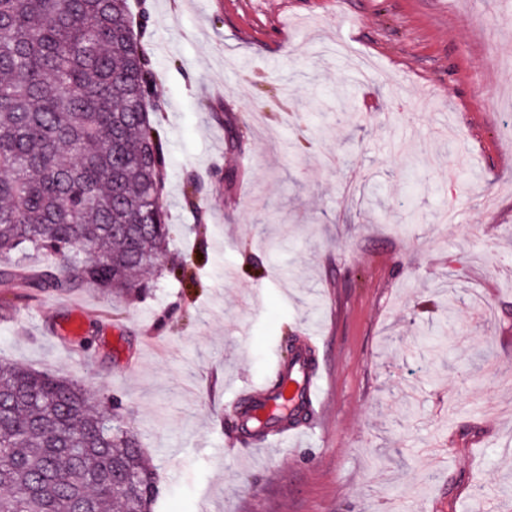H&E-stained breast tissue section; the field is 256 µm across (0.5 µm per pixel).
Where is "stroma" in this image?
<instances>
[{"label": "stroma", "mask_w": 512, "mask_h": 512, "mask_svg": "<svg viewBox=\"0 0 512 512\" xmlns=\"http://www.w3.org/2000/svg\"><path fill=\"white\" fill-rule=\"evenodd\" d=\"M141 7L169 248L136 298L0 284V361L121 400L153 512H512V0ZM306 334L331 419L254 446Z\"/></svg>", "instance_id": "1"}]
</instances>
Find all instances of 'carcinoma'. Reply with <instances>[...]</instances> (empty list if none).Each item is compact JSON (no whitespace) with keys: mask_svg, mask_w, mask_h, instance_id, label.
I'll return each instance as SVG.
<instances>
[{"mask_svg":"<svg viewBox=\"0 0 512 512\" xmlns=\"http://www.w3.org/2000/svg\"><path fill=\"white\" fill-rule=\"evenodd\" d=\"M128 0H0V282L128 296L167 252L165 152ZM37 254L51 264L24 271ZM117 405L0 362V512H151Z\"/></svg>","mask_w":512,"mask_h":512,"instance_id":"1","label":"carcinoma"}]
</instances>
